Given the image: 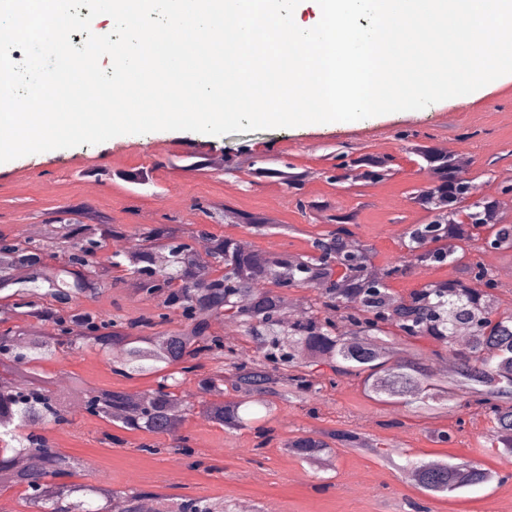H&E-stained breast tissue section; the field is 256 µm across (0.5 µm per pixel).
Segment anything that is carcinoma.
Returning <instances> with one entry per match:
<instances>
[{
  "label": "carcinoma",
  "mask_w": 512,
  "mask_h": 512,
  "mask_svg": "<svg viewBox=\"0 0 512 512\" xmlns=\"http://www.w3.org/2000/svg\"><path fill=\"white\" fill-rule=\"evenodd\" d=\"M413 153L422 158L432 181L411 200L432 214L440 225L433 237L419 224L407 232L411 260L429 266L434 252H445L450 237L464 243L490 232L501 250L512 251V223L500 212L501 202L481 197L467 203L471 187L458 168L454 154L416 143ZM336 158L356 182L381 181L395 171L391 155ZM256 177H282L288 188L299 193L303 175L270 167L253 169ZM226 224H243L263 234L274 228L268 218L226 205L219 213ZM333 229L317 237L312 247L321 256L293 255L286 251H243L230 236L204 229L179 231L170 224H154L139 233L140 240L114 267H126L136 290L157 301L158 320L123 322L77 304L81 297L97 294V285L108 268L95 272L88 254L106 246L107 240L123 235L108 224H61L51 231L46 244L0 234V291L15 285L4 296V308L21 310L30 323L0 329V486L23 489L27 512H140L146 493L113 490L103 484L68 481L75 473L74 460L52 447L43 434L49 424L69 422L66 403L52 382L36 374V366L55 357L64 345L87 343L101 350L112 349V373L132 377L153 375L154 388L137 400L121 390L90 388L73 381L71 397L85 411L117 428L152 435L170 434L182 420L170 415L178 401L183 380L193 378L198 405L211 421L229 429L254 430L266 435L264 423L277 403L293 399L306 402L323 388V375L313 371L326 364L328 378L355 377L364 392L383 403L414 406L430 416L458 401L484 414L491 423L489 443L512 454V310L498 311L496 296L475 291L462 279L428 283L406 296L390 291L388 282L403 274L397 264L378 267L367 246L348 249L354 236L352 216L330 218ZM208 237L217 266L229 275L215 274L212 266L195 262L192 241ZM62 252V261L50 265L46 257ZM23 267L26 276L14 277ZM463 272L485 281L493 289L499 282L480 262L463 264ZM310 288L315 302L298 319L288 316L282 300L284 288ZM172 313L185 325L173 331L146 332L162 324ZM235 322L254 346L249 350L229 336L210 330L211 319ZM50 321L53 331L37 323ZM79 323L85 334L73 336ZM349 325L352 335L341 332ZM471 335L468 346L455 352L456 370L435 378L429 371L431 357L451 350L458 328ZM430 338L439 349L426 355L407 345L413 339ZM207 357L213 369L202 372L196 360ZM269 397L265 415L246 412L252 396ZM363 449L370 442L358 433L331 430L326 438L296 436L286 451L314 466L333 452V446ZM27 460L15 467L17 457ZM418 488L431 495H446L463 488L511 475H499L467 463L416 461L410 463ZM174 512H224V506L203 498L184 497Z\"/></svg>",
  "instance_id": "carcinoma-1"
}]
</instances>
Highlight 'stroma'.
Instances as JSON below:
<instances>
[{"instance_id": "1", "label": "stroma", "mask_w": 512, "mask_h": 512, "mask_svg": "<svg viewBox=\"0 0 512 512\" xmlns=\"http://www.w3.org/2000/svg\"><path fill=\"white\" fill-rule=\"evenodd\" d=\"M418 142L469 156L466 173L474 195H499L504 185H512V74L420 110L358 121L217 137L187 131L125 134L97 145L25 155L0 163V232L24 238L30 225L81 222L91 214L122 225L130 239L137 238L148 220L182 230L204 224L214 234L249 240L255 250L305 255L329 224L302 212L284 180L251 174L256 161L278 169L289 165L308 175L305 199L327 202L334 213H353L354 238L372 247L376 265L405 266V274L389 282L393 292L405 295L462 274L452 263L410 264L405 233L429 220L411 201L429 179L412 162L410 148ZM341 151L394 156L397 171L367 185L332 180ZM197 154L205 155L207 163L193 171L189 165ZM139 171L148 172L147 183L124 180V173ZM226 204L290 230L258 235L210 218V211ZM79 304L128 321L156 311L154 302L113 277L100 283L96 298L80 299ZM42 368L64 395L75 379L130 394L156 384L151 376L114 375L111 357L83 343ZM268 425L272 433L261 446L251 430L225 429L188 411L178 436L128 432L118 446L104 441L111 424L82 411L72 414L69 423L48 426L46 436L54 448L79 461L76 482L105 481L120 490L162 493L173 501L203 497L225 502L232 512L244 501L256 512L271 504L278 512H512V455L488 448V421L461 403H449L447 412L424 418L412 407L377 402L363 393L358 380L343 378L308 402L279 405ZM333 429L362 434L372 450L335 449L324 469L284 450L292 437ZM445 432L449 440L439 442ZM182 436L188 438L192 456L176 453ZM143 443L157 447V454L140 451ZM434 458L471 463L509 479L433 496L406 481L405 474L407 461Z\"/></svg>"}]
</instances>
